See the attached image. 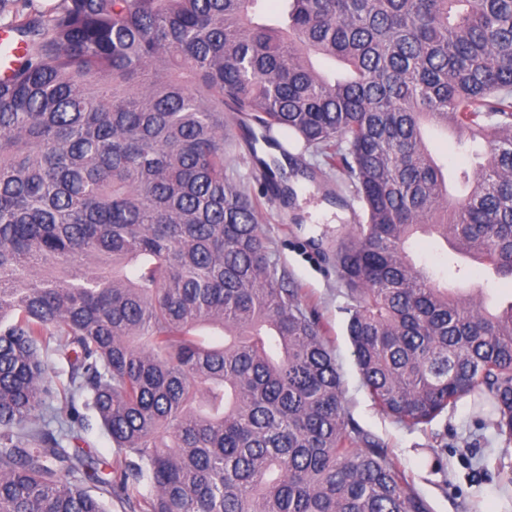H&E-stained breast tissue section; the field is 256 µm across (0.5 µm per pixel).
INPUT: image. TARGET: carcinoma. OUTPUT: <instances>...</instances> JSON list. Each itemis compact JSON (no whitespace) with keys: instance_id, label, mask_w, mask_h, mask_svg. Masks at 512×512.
<instances>
[{"instance_id":"carcinoma-1","label":"carcinoma","mask_w":512,"mask_h":512,"mask_svg":"<svg viewBox=\"0 0 512 512\" xmlns=\"http://www.w3.org/2000/svg\"><path fill=\"white\" fill-rule=\"evenodd\" d=\"M58 0L8 25L0 80V512H433L357 428L317 306L229 164L288 139L345 175L366 220L336 246L347 334L409 428L468 395L512 443V302L437 286L435 235L512 279V0ZM339 60L342 79L313 58ZM429 128L486 151L448 194ZM224 332L213 345L203 327ZM66 379L49 376L51 356ZM94 412L118 450H86ZM229 133L234 142V150L231 155L236 159L238 170L244 175L249 176V181L251 182L250 187L256 186L254 175L250 174V170L255 173L257 172V168L252 156L248 152L246 130L244 128H238L237 120H234L230 125Z\"/></svg>"}]
</instances>
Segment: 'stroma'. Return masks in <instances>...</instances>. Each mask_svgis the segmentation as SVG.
Listing matches in <instances>:
<instances>
[{
  "instance_id": "obj_1",
  "label": "stroma",
  "mask_w": 512,
  "mask_h": 512,
  "mask_svg": "<svg viewBox=\"0 0 512 512\" xmlns=\"http://www.w3.org/2000/svg\"><path fill=\"white\" fill-rule=\"evenodd\" d=\"M289 149L302 156L288 173L294 196L264 202L260 223L281 264L323 314L354 423L393 450L433 512H512V484L503 483L491 464L505 444L478 397L465 396L447 415L414 429L394 422L373 403L346 333L350 300L330 262L337 237L361 223L364 214L342 176L312 168L300 145ZM409 250L416 266L432 270L440 286L470 289L491 307L512 302V281L459 265L440 239L418 236Z\"/></svg>"
}]
</instances>
